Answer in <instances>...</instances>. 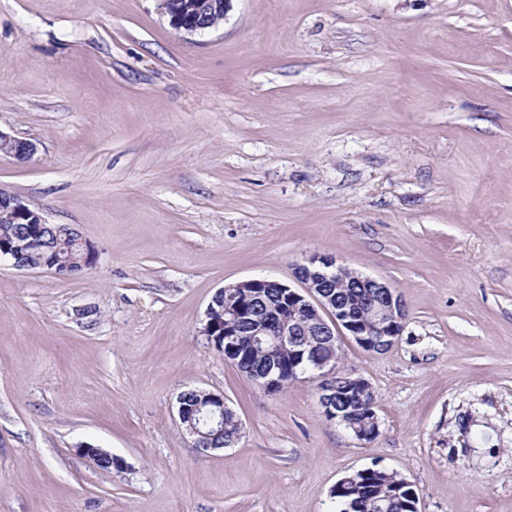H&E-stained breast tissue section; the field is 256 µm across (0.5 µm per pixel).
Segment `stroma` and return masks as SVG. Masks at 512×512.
I'll return each mask as SVG.
<instances>
[{
    "label": "stroma",
    "instance_id": "stroma-1",
    "mask_svg": "<svg viewBox=\"0 0 512 512\" xmlns=\"http://www.w3.org/2000/svg\"><path fill=\"white\" fill-rule=\"evenodd\" d=\"M0 130L37 145L0 187L97 250L0 262V512H333L375 465L420 512H512V0H233L189 38L158 0H0ZM314 255L402 297L386 353L338 339L369 441L200 334L217 289ZM190 387L234 446L194 448ZM211 401L210 407L206 410L201 408L196 413V424H191L189 427L185 426L186 419H189L197 409L188 408L184 403L183 397L180 394L176 400V413L179 424L184 428L186 434L191 437L193 445L201 453H209L215 451V448H228L237 441L238 433L240 432L239 420L236 414L225 415L227 412H234L224 399L223 393H215L210 391ZM224 424V430H217L210 433L206 439V448H200V438L202 429L215 427ZM206 449V450H205Z\"/></svg>",
    "mask_w": 512,
    "mask_h": 512
}]
</instances>
